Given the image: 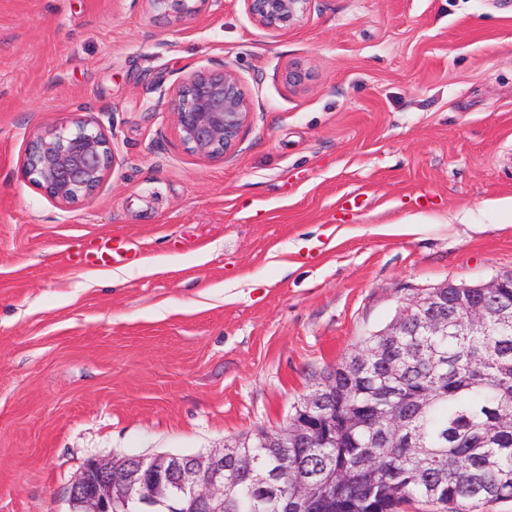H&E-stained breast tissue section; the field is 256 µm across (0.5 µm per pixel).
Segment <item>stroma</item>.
Instances as JSON below:
<instances>
[{"mask_svg": "<svg viewBox=\"0 0 512 512\" xmlns=\"http://www.w3.org/2000/svg\"><path fill=\"white\" fill-rule=\"evenodd\" d=\"M227 64L253 115L208 163L155 105ZM79 110L119 163L64 209L20 160ZM507 198L512 0H312L278 34L241 0H0V512H70L91 458L283 427L409 298L512 272ZM107 236L136 260L71 263ZM189 0H146L153 11H157L158 16L175 18H190L195 14L196 7L188 5Z\"/></svg>", "mask_w": 512, "mask_h": 512, "instance_id": "stroma-1", "label": "stroma"}]
</instances>
